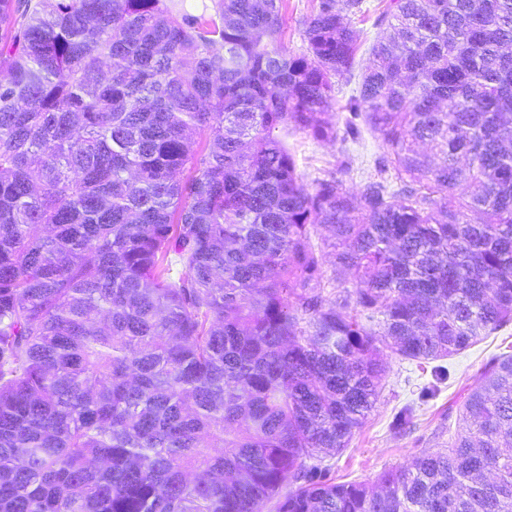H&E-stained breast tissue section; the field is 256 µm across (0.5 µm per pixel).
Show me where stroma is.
Instances as JSON below:
<instances>
[{
    "mask_svg": "<svg viewBox=\"0 0 512 512\" xmlns=\"http://www.w3.org/2000/svg\"><path fill=\"white\" fill-rule=\"evenodd\" d=\"M389 0H364L365 12L353 17L352 25L359 34L354 71L362 73L371 59V48L383 33L377 18ZM355 78L339 81L335 97L337 108H344L355 95ZM279 138L292 154L298 173L306 183L339 178L344 189L355 192L363 176L373 169V160L383 151L377 133L362 127L358 141L343 139L319 141L306 132L295 129L279 131ZM330 233L324 225H316L312 242L321 257L324 271V294L335 298L337 285L352 289L356 286L353 272L336 274L334 250ZM512 353V324L496 334L446 359L450 376L438 386L436 395L419 401L420 387L429 380L414 363L387 354L385 386L375 410L363 429L351 440L342 453L328 457L327 463L340 482L371 483L387 469L409 466L414 457L445 448L450 436L461 431L463 424L459 406L477 383L487 362L496 355ZM413 406V425L407 432H396L392 427L395 414L404 406Z\"/></svg>",
    "mask_w": 512,
    "mask_h": 512,
    "instance_id": "1",
    "label": "stroma"
}]
</instances>
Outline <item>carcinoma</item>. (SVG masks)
<instances>
[{"label":"carcinoma","mask_w":512,"mask_h":512,"mask_svg":"<svg viewBox=\"0 0 512 512\" xmlns=\"http://www.w3.org/2000/svg\"><path fill=\"white\" fill-rule=\"evenodd\" d=\"M363 6L319 0L297 54L286 0H0V512H512V354L448 447L373 485L321 457L386 350L440 381L512 323V0H390L351 194L275 132L336 139ZM330 239V233L324 225L318 224L315 226V231L312 235V243L319 257H322L324 295L329 298V300L334 301L336 299L337 290L348 288L352 291L355 288L356 278L353 271H347L343 276L342 286L336 289V260L333 248L328 246L331 242Z\"/></svg>","instance_id":"obj_1"}]
</instances>
